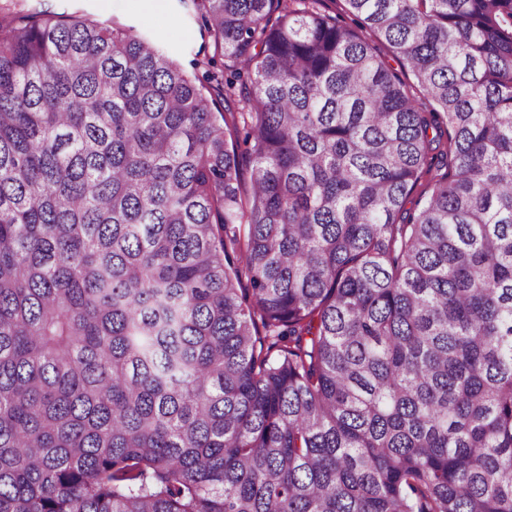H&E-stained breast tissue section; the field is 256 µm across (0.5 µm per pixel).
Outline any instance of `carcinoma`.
<instances>
[{"label": "carcinoma", "instance_id": "cac0c4a2", "mask_svg": "<svg viewBox=\"0 0 512 512\" xmlns=\"http://www.w3.org/2000/svg\"><path fill=\"white\" fill-rule=\"evenodd\" d=\"M180 2L0 17V512H512V0ZM8 1H22L20 4L39 12H78L109 27L133 26L139 32L156 35L176 51V58L188 69L194 54L209 43L201 20L188 17L177 0L153 1L163 3L161 14L155 17L147 14L143 6L146 0H0V6L9 5Z\"/></svg>", "mask_w": 512, "mask_h": 512}]
</instances>
